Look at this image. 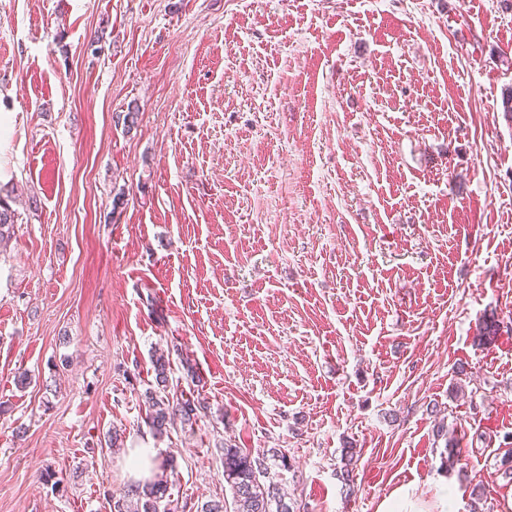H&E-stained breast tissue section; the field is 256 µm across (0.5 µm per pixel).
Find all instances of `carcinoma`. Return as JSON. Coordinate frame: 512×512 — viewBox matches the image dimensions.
<instances>
[{
    "label": "carcinoma",
    "instance_id": "1",
    "mask_svg": "<svg viewBox=\"0 0 512 512\" xmlns=\"http://www.w3.org/2000/svg\"><path fill=\"white\" fill-rule=\"evenodd\" d=\"M18 215L9 203L0 198V238L10 236ZM501 330L496 313L485 316L475 340L480 346H489ZM168 361L158 357L155 361L157 388L144 394L146 423L156 436L167 433L175 418L185 424L195 422L207 411L206 403L185 397V393L168 391ZM436 437L444 440L440 463L453 467L457 464V441L448 437V425L439 420ZM273 460L277 466L289 468L288 456L279 449L269 453L253 454L232 443L224 444V482L232 491V501L213 500L201 504L199 512H294V503L288 500L273 477L270 476ZM176 460L168 456L152 469V477L139 480L127 492L110 495L112 512H178V504L170 497V476L176 473Z\"/></svg>",
    "mask_w": 512,
    "mask_h": 512
}]
</instances>
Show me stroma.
<instances>
[{
    "label": "stroma",
    "mask_w": 512,
    "mask_h": 512,
    "mask_svg": "<svg viewBox=\"0 0 512 512\" xmlns=\"http://www.w3.org/2000/svg\"><path fill=\"white\" fill-rule=\"evenodd\" d=\"M507 48L500 0H0V512H111L137 448L197 512L228 441L299 512H506ZM158 350L211 407L161 438ZM444 417L437 423L436 437L444 440V451L440 452V463L443 466L454 467L457 462V451H455L457 441L454 438L448 439V425L444 423Z\"/></svg>",
    "instance_id": "35a3bbf8"
}]
</instances>
